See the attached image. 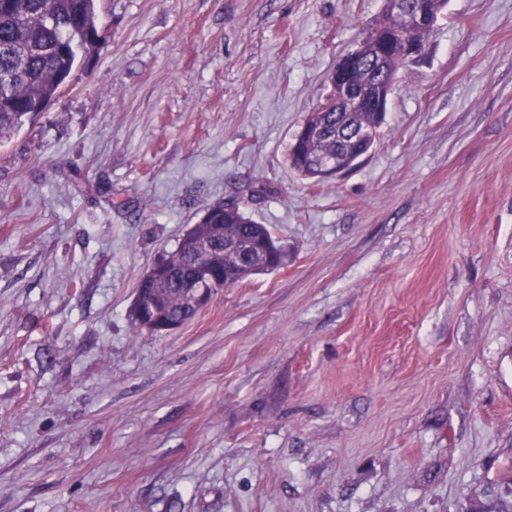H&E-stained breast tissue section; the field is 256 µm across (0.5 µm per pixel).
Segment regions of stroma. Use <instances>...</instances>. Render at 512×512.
<instances>
[{
	"instance_id": "stroma-1",
	"label": "stroma",
	"mask_w": 512,
	"mask_h": 512,
	"mask_svg": "<svg viewBox=\"0 0 512 512\" xmlns=\"http://www.w3.org/2000/svg\"><path fill=\"white\" fill-rule=\"evenodd\" d=\"M382 8L98 0L99 47L0 145V512L512 499V0H448L356 167L289 165ZM231 198L284 264L136 328ZM145 288H137L135 304L139 314L142 317L143 325L141 324L139 318L133 312V320L136 326L141 329L151 330L153 332H170L174 331L182 326L180 323H176L173 321H165L160 318V316L156 313L155 308L150 305L148 308L144 307V295Z\"/></svg>"
}]
</instances>
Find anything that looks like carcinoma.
Returning <instances> with one entry per match:
<instances>
[{"label": "carcinoma", "instance_id": "cac0c4a2", "mask_svg": "<svg viewBox=\"0 0 512 512\" xmlns=\"http://www.w3.org/2000/svg\"><path fill=\"white\" fill-rule=\"evenodd\" d=\"M96 0H0V141L34 121L42 106L59 91L55 77L72 71L79 54L87 53L90 28H97ZM434 24L410 30L400 17L390 19L395 47L370 59L373 34L365 32L359 53L362 63L352 81L366 94L377 92V74L397 75L410 62L402 51L406 41L424 45ZM379 112H338L321 106L308 113L307 133L291 143L289 155L297 167L333 162L360 150L347 132L370 134L381 129ZM201 239L196 250L180 243L167 257L169 274L161 289L166 316L184 321L190 314L184 288L196 284L210 292L230 287L251 275L275 270L283 257L272 250L275 239L264 224L254 222L235 202L211 206V216L194 228Z\"/></svg>", "mask_w": 512, "mask_h": 512}]
</instances>
